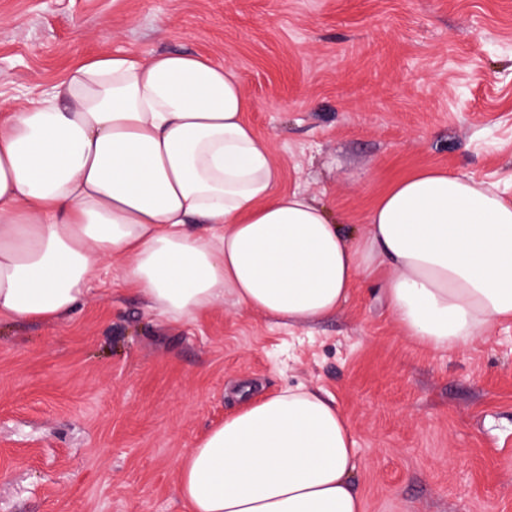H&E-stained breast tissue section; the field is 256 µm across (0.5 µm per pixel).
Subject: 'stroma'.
I'll return each instance as SVG.
<instances>
[{
	"mask_svg": "<svg viewBox=\"0 0 512 512\" xmlns=\"http://www.w3.org/2000/svg\"><path fill=\"white\" fill-rule=\"evenodd\" d=\"M235 65L279 190L349 227L440 167L512 196V0H0V96L108 51ZM113 261L53 322L0 324V512H187L178 466L243 390L336 397L363 512H512V323L429 352L374 286L288 327L160 319Z\"/></svg>",
	"mask_w": 512,
	"mask_h": 512,
	"instance_id": "1",
	"label": "stroma"
}]
</instances>
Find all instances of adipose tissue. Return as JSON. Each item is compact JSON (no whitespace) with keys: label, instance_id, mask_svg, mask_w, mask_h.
Wrapping results in <instances>:
<instances>
[{"label":"adipose tissue","instance_id":"1","mask_svg":"<svg viewBox=\"0 0 512 512\" xmlns=\"http://www.w3.org/2000/svg\"><path fill=\"white\" fill-rule=\"evenodd\" d=\"M236 67L106 52L25 103L0 99V322L74 313L113 259L167 322L225 298L284 324L374 283L406 336L445 351L512 321V198L440 168L394 181L346 230L277 191ZM358 440L336 398L256 397L181 460L189 512H362Z\"/></svg>","mask_w":512,"mask_h":512}]
</instances>
